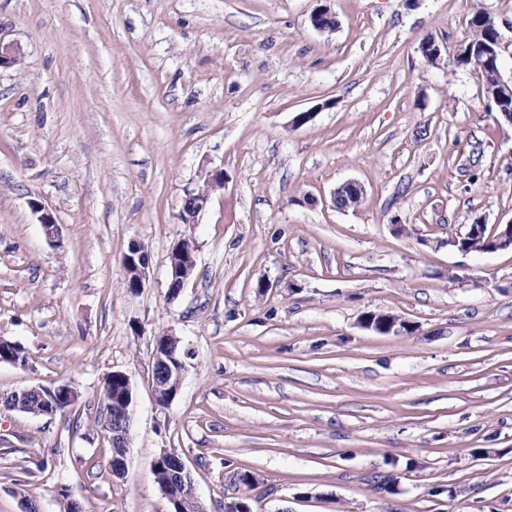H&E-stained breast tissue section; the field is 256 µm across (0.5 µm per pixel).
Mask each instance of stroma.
I'll list each match as a JSON object with an SVG mask.
<instances>
[{
    "label": "stroma",
    "mask_w": 512,
    "mask_h": 512,
    "mask_svg": "<svg viewBox=\"0 0 512 512\" xmlns=\"http://www.w3.org/2000/svg\"><path fill=\"white\" fill-rule=\"evenodd\" d=\"M323 3L335 31L310 23ZM478 10L511 76L512 0H0V42L23 54L0 69V336L29 357L0 362V394L79 392L54 416L0 405V512H60L63 487L82 512H172L162 448L206 512H512V250L449 244L512 221V121L452 61ZM348 181L363 197L337 208ZM183 239L196 266L172 298ZM165 334L189 355L163 408ZM113 371L134 394L120 478L99 425ZM224 186V171L221 168L207 170L204 176L205 192L202 189L186 190L182 200L180 218L182 223H197L198 217L204 212L210 201V191ZM30 207L34 213L39 214L38 221L42 226L47 241L55 247L60 246L61 237L59 224H57L52 212H50L42 203L38 201H31ZM132 253L125 254L124 268L126 271L127 288L137 294L149 283V253L142 243H132L129 247ZM166 356L174 359L175 369L168 367L157 345L153 355L152 381L156 403L163 408L177 396L186 369L183 358H175L174 351L167 353Z\"/></svg>",
    "instance_id": "obj_1"
}]
</instances>
